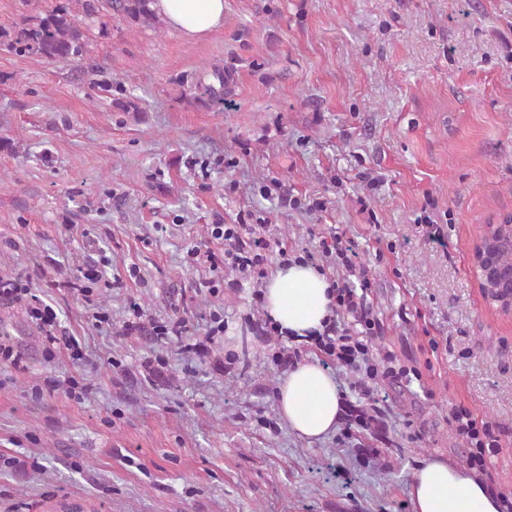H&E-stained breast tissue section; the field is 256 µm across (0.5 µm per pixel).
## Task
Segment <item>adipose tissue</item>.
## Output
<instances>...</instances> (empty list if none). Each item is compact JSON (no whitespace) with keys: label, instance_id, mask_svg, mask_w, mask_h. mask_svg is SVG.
Instances as JSON below:
<instances>
[{"label":"adipose tissue","instance_id":"adipose-tissue-1","mask_svg":"<svg viewBox=\"0 0 512 512\" xmlns=\"http://www.w3.org/2000/svg\"><path fill=\"white\" fill-rule=\"evenodd\" d=\"M170 25L200 36L224 25V0H156ZM329 278L313 266L278 267L266 282L264 308L280 329L296 336L321 330L332 302ZM278 405L290 430L324 437L340 420L343 403L332 375L319 362L296 363L278 387ZM411 512H500L499 497L475 472L438 456L422 458L408 481Z\"/></svg>","mask_w":512,"mask_h":512}]
</instances>
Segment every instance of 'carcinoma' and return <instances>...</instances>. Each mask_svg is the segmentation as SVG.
Listing matches in <instances>:
<instances>
[{
	"label": "carcinoma",
	"instance_id": "1",
	"mask_svg": "<svg viewBox=\"0 0 512 512\" xmlns=\"http://www.w3.org/2000/svg\"><path fill=\"white\" fill-rule=\"evenodd\" d=\"M156 0H64L54 8L26 15L9 28H0V49L17 55H32L54 62L75 63L90 55L93 40L90 32L105 17L122 18L140 27L159 30L161 14L152 4ZM232 72L228 68L213 71L218 85L194 82L199 94L193 100L201 105L224 100ZM121 112L143 111L139 99L123 94L112 100Z\"/></svg>",
	"mask_w": 512,
	"mask_h": 512
}]
</instances>
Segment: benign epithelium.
I'll return each instance as SVG.
<instances>
[{
  "label": "benign epithelium",
  "instance_id": "7a95c632",
  "mask_svg": "<svg viewBox=\"0 0 512 512\" xmlns=\"http://www.w3.org/2000/svg\"><path fill=\"white\" fill-rule=\"evenodd\" d=\"M488 239L476 242L472 262L482 296L489 306L504 313H512V265H502L491 250L499 243L512 245V224H493Z\"/></svg>",
  "mask_w": 512,
  "mask_h": 512
}]
</instances>
